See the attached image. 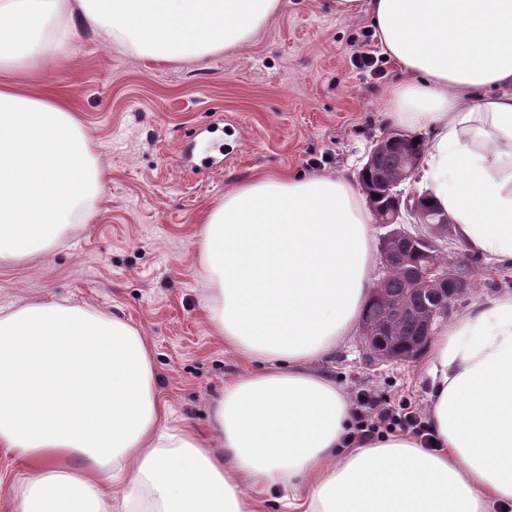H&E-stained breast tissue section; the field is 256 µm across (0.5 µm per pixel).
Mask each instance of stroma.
Instances as JSON below:
<instances>
[{"label": "stroma", "instance_id": "1", "mask_svg": "<svg viewBox=\"0 0 512 512\" xmlns=\"http://www.w3.org/2000/svg\"><path fill=\"white\" fill-rule=\"evenodd\" d=\"M361 53L374 55L375 70L362 68ZM400 78L369 19L336 16L324 0H282L248 44L199 59L157 62L78 30L22 81L70 100L103 191L90 220L62 229L35 258L0 263V305L66 301L135 324L174 419L207 428L212 396L247 368L204 318L197 235L208 210L259 173L358 183L393 128L379 92ZM444 250L472 266L449 319L478 298L512 293L511 262L472 253L453 228ZM423 366L371 357L355 329L316 368L347 397L371 390L424 410Z\"/></svg>", "mask_w": 512, "mask_h": 512}]
</instances>
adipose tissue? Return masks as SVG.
Returning a JSON list of instances; mask_svg holds the SVG:
<instances>
[{"mask_svg": "<svg viewBox=\"0 0 512 512\" xmlns=\"http://www.w3.org/2000/svg\"><path fill=\"white\" fill-rule=\"evenodd\" d=\"M281 0H0V69L36 68L93 28L153 60L248 44ZM371 20L404 75L381 93L425 132L418 186L470 251L512 260V0H329ZM103 174L61 99L0 80V261L89 219ZM370 211L344 177L259 174L198 232L213 336L243 362L207 430L170 424L133 324L60 302L0 308V447L27 475L17 512H493L512 505V294L474 302L426 360L435 447L407 434L345 445L353 409L311 371L371 292Z\"/></svg>", "mask_w": 512, "mask_h": 512, "instance_id": "obj_1", "label": "adipose tissue"}]
</instances>
